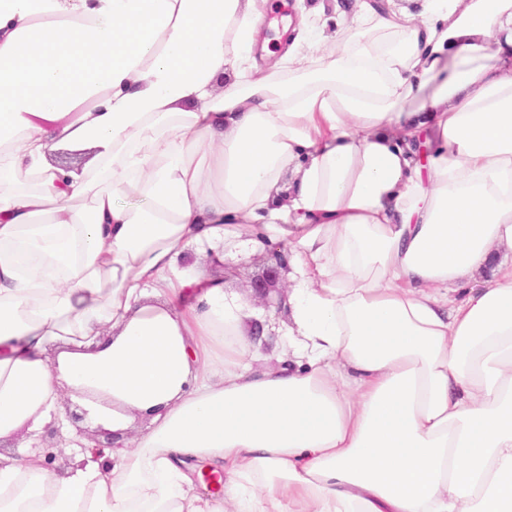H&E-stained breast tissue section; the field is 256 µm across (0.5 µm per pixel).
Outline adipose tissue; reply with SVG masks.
<instances>
[{
    "instance_id": "obj_1",
    "label": "adipose tissue",
    "mask_w": 512,
    "mask_h": 512,
    "mask_svg": "<svg viewBox=\"0 0 512 512\" xmlns=\"http://www.w3.org/2000/svg\"><path fill=\"white\" fill-rule=\"evenodd\" d=\"M301 9L360 37L273 85L258 0H0V439L149 421L0 512H512V0ZM228 239L292 267L278 367ZM52 158L53 163L60 166L88 164L94 157L95 149L87 145H62Z\"/></svg>"
}]
</instances>
